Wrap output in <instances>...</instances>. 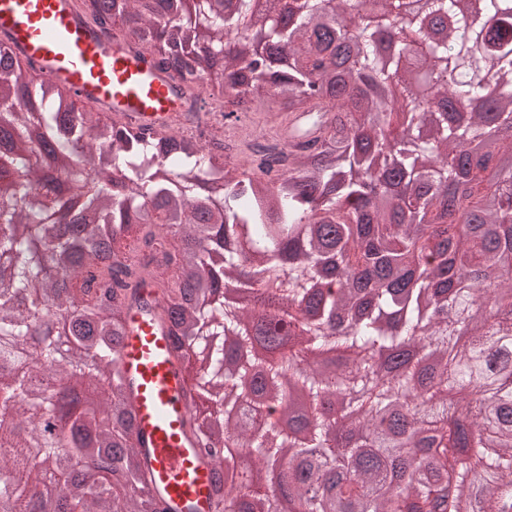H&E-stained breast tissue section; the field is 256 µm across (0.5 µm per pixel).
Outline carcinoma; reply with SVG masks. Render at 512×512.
<instances>
[{
	"label": "carcinoma",
	"mask_w": 512,
	"mask_h": 512,
	"mask_svg": "<svg viewBox=\"0 0 512 512\" xmlns=\"http://www.w3.org/2000/svg\"><path fill=\"white\" fill-rule=\"evenodd\" d=\"M83 12L85 21L125 32L126 44L148 54L185 97L199 83L231 89L224 118L254 112H301L287 130L296 144L276 153L247 134L248 152L232 155L224 138L207 142L170 124L138 123L76 111L63 86H31L23 64L0 68L27 107L0 98V123L17 138L9 191L0 193V253L12 266L0 279V424L27 421L24 434L0 430V503L9 512H194L161 506L142 435L113 432L112 418H133L132 384L118 347L131 315L152 312L167 324L171 355L195 372L186 397L192 433L224 427L211 409L219 392L237 395L250 419L233 425L231 446L252 448L257 472L279 466L280 448L299 444L283 434L269 443L272 418L289 407L283 389L262 410L232 376L216 347L192 366L199 338L232 333L243 344L258 332L272 358L240 372L276 385L318 351L344 358L336 369L295 376L313 409L298 410L314 447L332 465L317 477L335 490L329 501L312 474L288 467L272 489L252 481L221 496L217 512H512V364L489 357L512 350V0H480L471 14L457 0H425L412 31L433 62L436 100L415 101L414 74L377 58V41L404 21L403 0H382L383 22L359 27L358 5L306 0L287 27L278 16L251 12L240 0L224 16L209 0L193 24L218 51L201 68L187 62L192 30L176 21L182 0H108ZM450 16L440 41L425 19ZM365 78L398 85L413 103L391 112L370 96L342 98L340 87ZM81 159L64 170L87 197L97 222L63 235L57 203L39 192V152L26 139ZM224 266L237 271V304L226 305ZM92 375L109 391L101 409L60 403L46 381ZM361 413L353 444L332 431H351L332 413L336 399ZM402 410L414 433L398 434ZM421 448L419 464L395 484L389 473L402 448ZM127 453L122 481L105 472L79 482L71 469L89 458Z\"/></svg>",
	"instance_id": "carcinoma-1"
}]
</instances>
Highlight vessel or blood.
Segmentation results:
<instances>
[{"label": "vessel or blood", "mask_w": 512, "mask_h": 512, "mask_svg": "<svg viewBox=\"0 0 512 512\" xmlns=\"http://www.w3.org/2000/svg\"><path fill=\"white\" fill-rule=\"evenodd\" d=\"M0 43L49 81L67 87L84 106L155 127L184 106L148 55L88 25L76 0H0ZM120 355L137 392V427L167 501L216 512L211 497L216 468L199 443L184 437L185 376L169 354L168 337L155 319L136 317Z\"/></svg>", "instance_id": "b4317fda"}]
</instances>
